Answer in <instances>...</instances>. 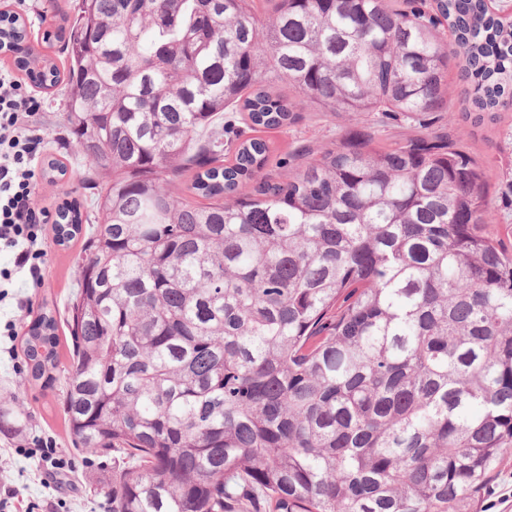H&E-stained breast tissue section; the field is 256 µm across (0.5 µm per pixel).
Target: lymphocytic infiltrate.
Instances as JSON below:
<instances>
[{"label":"lymphocytic infiltrate","mask_w":512,"mask_h":512,"mask_svg":"<svg viewBox=\"0 0 512 512\" xmlns=\"http://www.w3.org/2000/svg\"><path fill=\"white\" fill-rule=\"evenodd\" d=\"M41 100L15 77L0 70V252L12 254L0 268V281L25 276L33 285L44 279V230L49 214L36 208L32 194L45 150L36 129Z\"/></svg>","instance_id":"lymphocytic-infiltrate-1"}]
</instances>
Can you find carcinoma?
<instances>
[{
  "label": "carcinoma",
  "mask_w": 512,
  "mask_h": 512,
  "mask_svg": "<svg viewBox=\"0 0 512 512\" xmlns=\"http://www.w3.org/2000/svg\"><path fill=\"white\" fill-rule=\"evenodd\" d=\"M78 0L49 56L70 153L108 175L65 199L77 261L61 365L44 308L23 335L74 448L112 454V512H467L512 447V252L483 165L455 143L348 136L278 181L258 137L310 109L463 118L512 99V28L488 0ZM288 83L294 95L274 90ZM187 177L191 198L173 183ZM255 182L246 190L249 182Z\"/></svg>",
  "instance_id": "carcinoma-1"
}]
</instances>
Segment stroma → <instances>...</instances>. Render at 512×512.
<instances>
[{"mask_svg": "<svg viewBox=\"0 0 512 512\" xmlns=\"http://www.w3.org/2000/svg\"><path fill=\"white\" fill-rule=\"evenodd\" d=\"M451 108L424 116V131L445 135L461 142L487 170L489 195L497 219L492 227L512 249V107L502 109L494 124L471 125L462 116L466 105L465 83L458 75L449 79ZM45 104L42 126L48 137L47 158L63 162L67 173L57 181L40 177L34 191L37 206L55 209L64 195L94 204L96 185L86 183L81 161L71 156L64 145L68 135L64 108V91L43 94ZM374 131L378 142L415 134L412 121L401 116L382 118L363 116L349 122L340 112H303L295 123L281 130L261 131L274 154L266 173L278 175L277 161L310 146L319 148L338 142L353 128ZM46 272L39 288L8 286V296L0 300V322L14 321V337L0 335V399H7L10 411L24 413L27 421L17 432L0 434V512H44L55 504L57 512H112L106 491L112 482L111 456L93 457L74 450L68 430L56 405L57 390H42L30 381L22 351V336L30 322L44 306L55 307L58 320H66L68 306L76 288V259L82 239L69 246L58 245L53 230H46ZM55 444L59 455L69 460L68 471L49 476L44 463L20 456L21 448L32 439ZM470 512H512V448L504 449L491 466L486 490L469 506Z\"/></svg>", "mask_w": 512, "mask_h": 512, "instance_id": "obj_1", "label": "stroma"}]
</instances>
